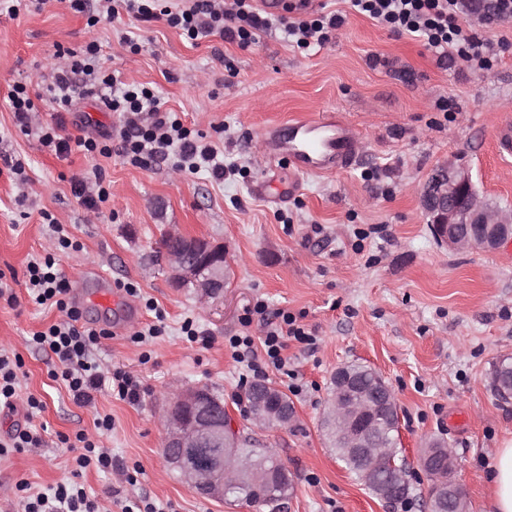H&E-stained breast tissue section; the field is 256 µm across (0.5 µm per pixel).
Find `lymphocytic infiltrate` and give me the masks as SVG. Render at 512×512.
Segmentation results:
<instances>
[{"label":"lymphocytic infiltrate","instance_id":"lymphocytic-infiltrate-1","mask_svg":"<svg viewBox=\"0 0 512 512\" xmlns=\"http://www.w3.org/2000/svg\"><path fill=\"white\" fill-rule=\"evenodd\" d=\"M352 9L387 27L392 33L421 39L440 58L460 59L488 68L495 53L489 41L479 34L488 27L512 18V0H349ZM290 17L284 20L289 41L297 46H322L345 22L339 13L299 10L289 5ZM99 13L107 16L126 14L149 22L165 18L167 24L182 31L189 39L218 36L250 47L259 32L268 30L273 19L254 6L253 0H186L184 7H171L163 0H99ZM100 48L89 43L83 49H61L59 63L45 92L52 103L71 111L75 102L87 96L98 97L104 106L119 117V133L102 132L95 136L64 137L56 127L35 124L36 106L24 84L14 85L10 94L16 127L26 135H37L41 144L61 159L78 150L89 157H107L111 142L120 139L121 153L132 165L148 166L161 159H172L181 172L196 173L207 169L215 179H223L224 163L217 149L204 142L171 112L163 109L154 92L143 85L122 81L114 73L103 70L98 63ZM28 295L38 305L56 307L63 317L46 330L33 333L31 340L53 353L60 368V380L81 405H90L100 393L121 400L137 402L144 389L138 377L121 368L103 365L93 354L101 340L109 338L104 328H90L81 322L82 313L68 294L69 280L60 271L52 255L28 265ZM314 345L316 338L301 326L296 316L283 312L278 323L269 325L261 339L233 336L228 344L237 363L243 364L255 378L268 377L271 372H287L284 354L287 340ZM68 446L77 470L112 468V455L97 439L86 433L62 437ZM19 512H102L95 497L76 482L57 484L45 492H32L28 482H19L14 491Z\"/></svg>","mask_w":512,"mask_h":512}]
</instances>
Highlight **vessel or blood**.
Listing matches in <instances>:
<instances>
[{"mask_svg":"<svg viewBox=\"0 0 512 512\" xmlns=\"http://www.w3.org/2000/svg\"><path fill=\"white\" fill-rule=\"evenodd\" d=\"M260 138L270 163L287 161L289 168L298 175L331 176L351 167L357 158L354 129L329 111L311 114L285 126L263 128ZM85 277L98 282L96 297L99 301L123 303L127 320L138 318L135 299L113 287L106 272L91 268Z\"/></svg>","mask_w":512,"mask_h":512,"instance_id":"obj_1","label":"vessel or blood"}]
</instances>
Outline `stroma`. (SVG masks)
Here are the masks:
<instances>
[{
    "instance_id": "obj_1",
    "label": "stroma",
    "mask_w": 512,
    "mask_h": 512,
    "mask_svg": "<svg viewBox=\"0 0 512 512\" xmlns=\"http://www.w3.org/2000/svg\"><path fill=\"white\" fill-rule=\"evenodd\" d=\"M346 21L324 46L300 49L281 24L241 48L231 40H190L165 19L128 16L88 24L67 0L18 17L0 14V156L22 162L27 182L0 163V270L13 276L14 303L0 298V349L24 362L13 409L0 407V439L27 423L46 425L41 447L0 457V512H16L13 487L27 481L45 491L71 480V453L58 437L85 432L99 437L123 473L89 469L79 481L107 512H121L131 493L151 498L166 512H263L244 500L200 496L170 471L162 456V403L176 386H209L224 400L237 427L253 429L244 369L229 337H261L277 312L298 315L317 338L310 347L288 341L295 377L274 372L267 381L288 392L295 419L285 429L259 431L291 476L282 512H428L431 483L418 459L435 438L456 460L455 479L470 512H493L486 474L499 448L512 440V401L500 400L491 372L512 357V242L496 249H446L432 237L422 196L432 174L448 162L470 167L483 199L512 208V158H500L493 134L512 114V20L483 29L492 44L508 41L492 69L439 61L422 42L397 36L351 11L347 0H322ZM134 37L139 52L124 44ZM95 42L108 71L152 89L184 126L201 131L236 173L215 181L207 170L183 173L161 160L142 169L120 154L96 159L73 152L58 159L14 123L9 95L15 84L39 93L41 76L63 46ZM448 99L453 111L435 107ZM43 122L64 136L118 127L98 99L80 101L62 116L38 101ZM328 110L342 113L359 134L358 161L333 177L306 176L281 203L252 192L258 180L286 178L271 170L258 135L264 127ZM100 168L111 193L112 215L90 216L71 192L73 180ZM64 225L82 245L52 248L48 219ZM224 243L229 277L223 297L200 303L193 289L171 285L163 263L168 229ZM53 253L73 287L95 266L115 284L131 283L138 303L153 301L166 313L165 331L145 344L131 330L102 340L96 354L106 365L138 375L140 402L107 394L77 404L52 379L55 355L30 342L57 322L59 312L34 304L27 266ZM267 306L266 318L243 325L246 307ZM193 319L210 344L188 341L181 326ZM362 364L391 388L399 416L398 450L412 488L403 502H386L338 459L321 428L337 368ZM301 393H289L291 383ZM44 403L26 418V399ZM112 417L99 432L98 416ZM132 473L135 484L124 476Z\"/></svg>"
}]
</instances>
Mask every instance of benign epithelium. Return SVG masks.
I'll use <instances>...</instances> for the list:
<instances>
[{
    "label": "benign epithelium",
    "instance_id": "benign-epithelium-1",
    "mask_svg": "<svg viewBox=\"0 0 512 512\" xmlns=\"http://www.w3.org/2000/svg\"><path fill=\"white\" fill-rule=\"evenodd\" d=\"M423 207L434 235L448 248H495L512 239V209H501L479 199L470 171L453 163L439 169L428 183ZM180 242L169 255L168 269L173 283L196 290L200 302L215 298L224 288V244L170 232ZM390 388L359 390L346 368L336 370V389L326 417L341 425L344 450L357 458L370 490L388 501L401 494L406 473L392 467L383 480L376 475L374 459L379 449L372 443L370 415L380 404L391 406ZM164 422L163 455L168 468L191 483L199 494L224 499V486L241 482L251 475L257 486L266 477L251 473L246 461L235 451L233 419L224 402L206 389L180 388L161 409ZM253 417L260 427L286 428L295 417L294 408L258 385L253 390ZM422 471L439 492L448 496L453 512H468L458 496L453 478L454 459L434 449L425 453Z\"/></svg>",
    "mask_w": 512,
    "mask_h": 512
}]
</instances>
